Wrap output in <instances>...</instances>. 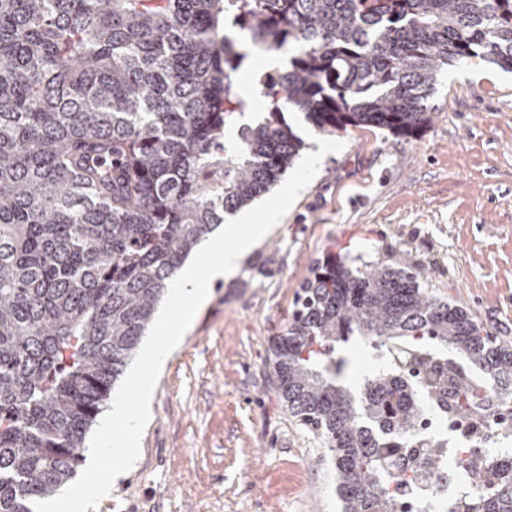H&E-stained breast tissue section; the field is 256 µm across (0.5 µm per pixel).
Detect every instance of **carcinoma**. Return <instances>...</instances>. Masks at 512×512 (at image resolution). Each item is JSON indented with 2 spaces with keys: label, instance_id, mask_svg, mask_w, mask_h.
<instances>
[{
  "label": "carcinoma",
  "instance_id": "obj_1",
  "mask_svg": "<svg viewBox=\"0 0 512 512\" xmlns=\"http://www.w3.org/2000/svg\"><path fill=\"white\" fill-rule=\"evenodd\" d=\"M230 28L297 48L257 76L254 126ZM471 58L512 71V0H0V512L73 477L167 282L299 158L285 113L322 135L415 139L439 76ZM353 339L382 360L357 396L336 356ZM272 350L289 414L332 452L343 512H401L394 470L424 403L495 413L512 384V346L413 267L317 264ZM432 447L406 466L438 468ZM458 468L498 483L446 512H512V457L462 451Z\"/></svg>",
  "mask_w": 512,
  "mask_h": 512
}]
</instances>
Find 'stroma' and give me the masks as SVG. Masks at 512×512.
<instances>
[{
    "label": "stroma",
    "mask_w": 512,
    "mask_h": 512,
    "mask_svg": "<svg viewBox=\"0 0 512 512\" xmlns=\"http://www.w3.org/2000/svg\"><path fill=\"white\" fill-rule=\"evenodd\" d=\"M430 103L419 138L339 134L343 149L215 284L159 375L134 469L96 512H341L326 445L289 414L270 350L326 257L418 267L512 344V72L449 67Z\"/></svg>",
    "instance_id": "1"
}]
</instances>
